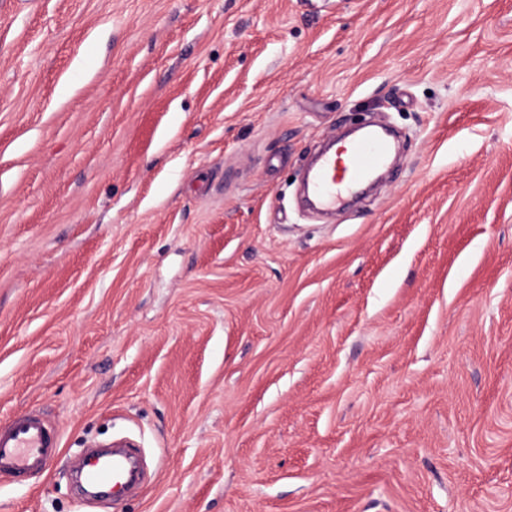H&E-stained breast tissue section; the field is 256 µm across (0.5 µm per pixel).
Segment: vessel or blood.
<instances>
[{
    "mask_svg": "<svg viewBox=\"0 0 512 512\" xmlns=\"http://www.w3.org/2000/svg\"><path fill=\"white\" fill-rule=\"evenodd\" d=\"M393 144L388 136L369 132L351 141L343 157L322 152L308 172L306 188L313 203L324 210L341 207L354 186L370 179L389 159ZM60 445L52 425L37 412L18 413L0 426V474L23 481L45 470ZM134 463L125 449L89 460L82 473L87 486L118 497L129 484Z\"/></svg>",
    "mask_w": 512,
    "mask_h": 512,
    "instance_id": "vessel-or-blood-1",
    "label": "vessel or blood"
}]
</instances>
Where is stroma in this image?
Masks as SVG:
<instances>
[{
  "label": "stroma",
  "mask_w": 512,
  "mask_h": 512,
  "mask_svg": "<svg viewBox=\"0 0 512 512\" xmlns=\"http://www.w3.org/2000/svg\"><path fill=\"white\" fill-rule=\"evenodd\" d=\"M370 120L383 184L298 178ZM0 512H512V0H0ZM148 480L88 502L87 445ZM58 436L37 412L18 413L0 426V474L23 481L45 470L59 454Z\"/></svg>",
  "instance_id": "1"
}]
</instances>
